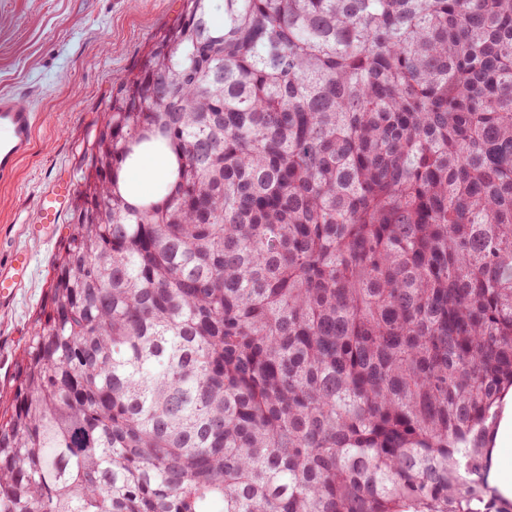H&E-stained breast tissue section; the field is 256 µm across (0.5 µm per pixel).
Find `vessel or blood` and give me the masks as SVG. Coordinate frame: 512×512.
<instances>
[{
  "label": "vessel or blood",
  "instance_id": "obj_1",
  "mask_svg": "<svg viewBox=\"0 0 512 512\" xmlns=\"http://www.w3.org/2000/svg\"><path fill=\"white\" fill-rule=\"evenodd\" d=\"M36 126L33 109L13 93L0 94V179L12 177L17 162L32 144ZM71 190L55 184L44 190L39 200L40 229L51 233L66 210ZM30 277V258L26 253H14L8 265L0 266V306H9L19 288Z\"/></svg>",
  "mask_w": 512,
  "mask_h": 512
}]
</instances>
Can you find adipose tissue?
<instances>
[{
	"instance_id": "obj_1",
	"label": "adipose tissue",
	"mask_w": 512,
	"mask_h": 512,
	"mask_svg": "<svg viewBox=\"0 0 512 512\" xmlns=\"http://www.w3.org/2000/svg\"><path fill=\"white\" fill-rule=\"evenodd\" d=\"M498 415L489 432L485 479L501 512H512V390L504 396Z\"/></svg>"
}]
</instances>
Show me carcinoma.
I'll use <instances>...</instances> for the list:
<instances>
[{
  "label": "carcinoma",
  "mask_w": 512,
  "mask_h": 512,
  "mask_svg": "<svg viewBox=\"0 0 512 512\" xmlns=\"http://www.w3.org/2000/svg\"><path fill=\"white\" fill-rule=\"evenodd\" d=\"M179 2L0 394V512H496L512 0ZM168 161L166 157L159 154L144 155L135 165L128 167L124 175L125 183L129 187L130 195L134 200L143 197L144 191L149 194L155 193L157 186L146 183L160 182L167 175Z\"/></svg>",
  "instance_id": "carcinoma-1"
}]
</instances>
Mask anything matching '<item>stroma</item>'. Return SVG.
Listing matches in <instances>:
<instances>
[{"mask_svg":"<svg viewBox=\"0 0 512 512\" xmlns=\"http://www.w3.org/2000/svg\"><path fill=\"white\" fill-rule=\"evenodd\" d=\"M178 0H0V92L37 114L30 152L0 181V257L32 258L29 281L0 308V389L14 377L52 276L50 262L70 223L37 225V200L57 181L83 189V148L100 126L114 77L135 71L155 37L177 16Z\"/></svg>","mask_w":512,"mask_h":512,"instance_id":"obj_1","label":"stroma"}]
</instances>
